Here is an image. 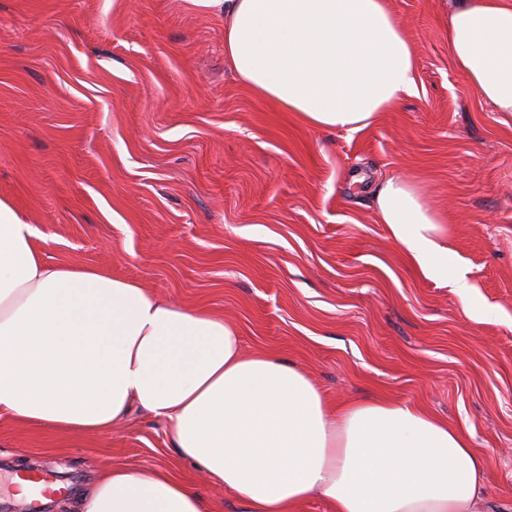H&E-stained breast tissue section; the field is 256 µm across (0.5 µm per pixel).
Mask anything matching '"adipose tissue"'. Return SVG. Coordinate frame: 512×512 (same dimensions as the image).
Listing matches in <instances>:
<instances>
[{"instance_id": "ef3b65f1", "label": "adipose tissue", "mask_w": 512, "mask_h": 512, "mask_svg": "<svg viewBox=\"0 0 512 512\" xmlns=\"http://www.w3.org/2000/svg\"><path fill=\"white\" fill-rule=\"evenodd\" d=\"M224 13V58L247 88L303 124L372 126L415 89V57L390 0H199ZM453 63L493 111L512 116V0H453ZM381 223L429 278L468 299L448 265L444 219L412 178L375 190ZM38 233L0 201V416L97 434L139 406L246 512H478L486 459L407 402L329 409L298 366L247 354L237 327L158 299L100 267L52 264ZM79 512H207L159 471L113 468Z\"/></svg>"}]
</instances>
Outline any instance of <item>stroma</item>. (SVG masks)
I'll use <instances>...</instances> for the list:
<instances>
[{
	"instance_id": "1",
	"label": "stroma",
	"mask_w": 512,
	"mask_h": 512,
	"mask_svg": "<svg viewBox=\"0 0 512 512\" xmlns=\"http://www.w3.org/2000/svg\"><path fill=\"white\" fill-rule=\"evenodd\" d=\"M416 93L355 133L304 125L242 85L224 14L196 0H0V200L51 263L90 265L234 323L245 351L302 367L330 406H421L487 459L512 506V120L448 51V0H390ZM416 177L446 220L468 300L426 278L377 218L384 175ZM161 469L211 512H243L139 408L91 437L0 419V512L15 477Z\"/></svg>"
}]
</instances>
